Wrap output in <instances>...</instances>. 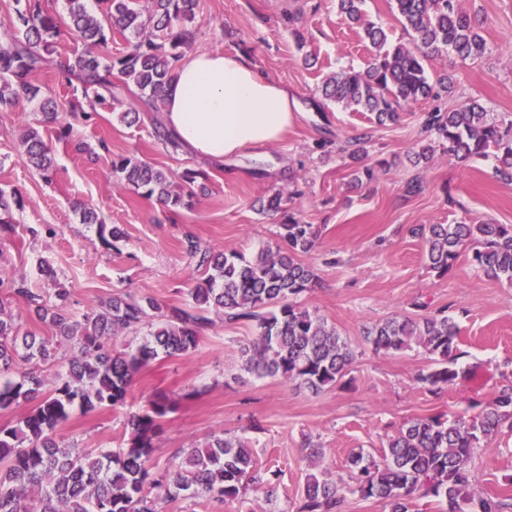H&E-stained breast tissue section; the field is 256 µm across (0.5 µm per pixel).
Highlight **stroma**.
<instances>
[{"mask_svg":"<svg viewBox=\"0 0 512 512\" xmlns=\"http://www.w3.org/2000/svg\"><path fill=\"white\" fill-rule=\"evenodd\" d=\"M461 4L479 23L485 56L475 62L445 54L429 59V73L452 74L451 92L418 101L398 123L381 126L371 113L322 103L327 76L349 66L366 68L374 55L361 28L339 15L336 0H199L191 53L248 55L295 95L301 112L282 141L246 150L220 166L166 150L153 137L150 121L120 122L119 112L136 98L132 92L119 94L93 123H73L72 92L58 87L50 72L41 81L57 102L60 123H73L71 138L57 139L55 128L42 126L38 104L0 113V188L15 192L19 201L15 232L0 240V271L25 278L51 304L65 290L72 315L121 292L165 307L187 303L201 273L182 248L184 238L195 236L215 252L255 256L275 243L280 218L261 211L262 200L275 191L283 192L287 214L322 230L316 247L302 257L318 282L300 302L349 343V386L314 394L245 372L242 350L253 328L216 317L194 352L144 368L124 409L78 412L61 427L79 447H119L127 416L163 391L179 405L158 443L156 468L171 466L176 453L222 432L251 441L259 468L275 487L273 496L251 492L244 502L220 510L202 499H181L164 504L162 512H283L299 501L313 471L306 443L321 448L324 465L345 478L351 453L382 457L389 436L406 420L474 416L501 385L512 382V285L464 259L447 276L430 273L424 242L411 234L419 224H512V182L496 174L495 157L461 164L438 149L427 162H412L415 151L435 139L423 126L427 112L475 99L490 112L512 117V0ZM295 28L303 32L304 45L292 36ZM31 127L52 146L53 183L41 179L24 153L21 139ZM364 132L371 135L364 164L374 176L360 183L339 148ZM119 156L170 170L178 189L184 171L204 172L206 189L197 193L192 209L170 213L118 184L112 160ZM413 178L422 180L424 191L411 197L405 184ZM77 199L94 207L103 224L123 229L118 246L104 241L100 226L81 223L72 208ZM417 300L455 316L465 352L461 363L473 369L467 380L438 396L416 380L430 364L422 348L377 354L363 339L366 328L386 318L419 316ZM472 487L488 498L512 491V431L476 449Z\"/></svg>","mask_w":512,"mask_h":512,"instance_id":"35a3bbf8","label":"stroma"}]
</instances>
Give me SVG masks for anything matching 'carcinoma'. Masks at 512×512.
<instances>
[{
  "instance_id": "carcinoma-1",
  "label": "carcinoma",
  "mask_w": 512,
  "mask_h": 512,
  "mask_svg": "<svg viewBox=\"0 0 512 512\" xmlns=\"http://www.w3.org/2000/svg\"><path fill=\"white\" fill-rule=\"evenodd\" d=\"M15 2L0 41V112L38 101L43 122H57L56 105L38 80L52 69L60 85L92 93L109 109L115 92L138 90L139 108L120 115L130 125L140 121L142 112H162L164 87L193 40L198 0H151L146 11L139 0H102L101 20L87 10L85 0H67V26L84 50L64 64L54 60L57 21L40 0ZM362 3L337 0L338 12L362 28L377 53L362 71L349 67L329 76L322 96L346 109L371 112L380 125L398 122L409 103L448 92L452 78L446 73L431 77L424 65L429 56L446 51L477 61L487 51L486 40L458 0H394L411 37L408 45L388 44L383 28L363 18ZM116 32L130 39L126 50L114 55L109 43ZM424 126L448 156L466 163L492 153L501 164L499 175L512 180V120L499 119L470 100L448 112L426 113ZM153 133L162 145L179 147L159 118ZM367 142L361 134L342 148L350 163L363 159ZM22 145L44 182H53L50 144L30 127ZM112 169L120 184L170 210L192 206L195 191L172 190L170 174L149 162L121 156L112 160ZM16 204V194L1 188L0 239L14 231ZM411 233L425 240L428 268L437 276L452 271L467 248L473 268L512 285L511 224H421ZM277 236L275 247L250 259L204 250L195 237H186L182 248L197 260L203 278L190 289V304L182 306L164 308L151 298L126 293L77 319L63 307L49 305L23 281L0 279V287L25 300L28 311L48 323L53 336L76 348L64 372L57 374L55 387L46 391L39 365L55 358L52 341L21 333L0 300V411L21 402L31 405L18 423L0 424V512H160L161 503L180 499L227 504L245 499L250 490L273 494L249 442L222 433L182 452L172 468L152 472L155 439L175 411L163 392L154 393L141 412L128 418L119 448L88 452L64 440L58 429L77 411L123 407L143 368L198 347L210 311L229 322L253 325L246 372L280 377L316 393L340 384L353 361L352 349L334 326L298 303L317 281L299 255L315 246L319 229L290 215L278 225ZM141 330L144 335L134 346L110 344L124 332ZM364 340L383 354L422 347L433 368L420 371L416 379L435 395L465 376L457 368L463 355L460 327L444 309L419 318L392 317L366 329ZM506 423L512 426V386L500 389L478 415L467 419H410L389 439L381 459L362 451L348 457L355 486L348 487L327 468L311 475L295 512H342L349 491L382 502L388 512H411L414 499L429 496L439 499L441 512H512V495L482 498L471 487L473 449Z\"/></svg>"
}]
</instances>
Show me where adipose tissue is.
Masks as SVG:
<instances>
[{"label":"adipose tissue","instance_id":"adipose-tissue-1","mask_svg":"<svg viewBox=\"0 0 512 512\" xmlns=\"http://www.w3.org/2000/svg\"><path fill=\"white\" fill-rule=\"evenodd\" d=\"M299 114L296 99L248 56L182 58L166 87L162 119L181 144L215 164L281 140Z\"/></svg>","mask_w":512,"mask_h":512}]
</instances>
